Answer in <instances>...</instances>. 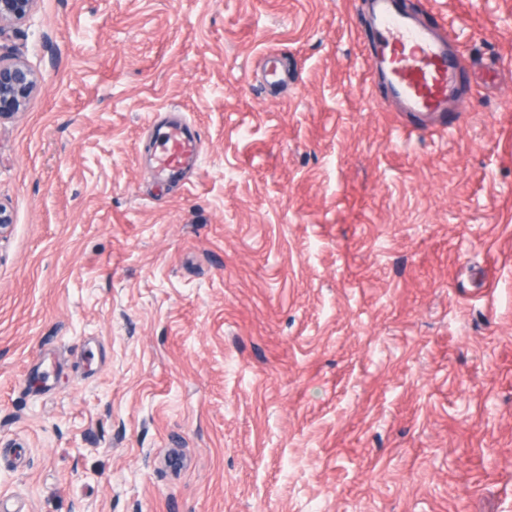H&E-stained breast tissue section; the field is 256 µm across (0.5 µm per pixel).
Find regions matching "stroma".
Returning a JSON list of instances; mask_svg holds the SVG:
<instances>
[{
  "mask_svg": "<svg viewBox=\"0 0 512 512\" xmlns=\"http://www.w3.org/2000/svg\"><path fill=\"white\" fill-rule=\"evenodd\" d=\"M469 65L398 111L363 0H37L0 59V500L512 512V0H402ZM277 55L283 83L256 63ZM202 141L155 190V115ZM36 83V73L26 64L0 62V116L23 111Z\"/></svg>",
  "mask_w": 512,
  "mask_h": 512,
  "instance_id": "35a3bbf8",
  "label": "stroma"
}]
</instances>
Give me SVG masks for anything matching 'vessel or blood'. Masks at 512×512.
<instances>
[{"mask_svg": "<svg viewBox=\"0 0 512 512\" xmlns=\"http://www.w3.org/2000/svg\"><path fill=\"white\" fill-rule=\"evenodd\" d=\"M375 31L370 60L407 112L445 111L449 93L468 65L448 50L450 30L435 32L402 11L397 0H365ZM150 163L162 184L179 180L201 159L202 144L190 123L172 119L152 127Z\"/></svg>", "mask_w": 512, "mask_h": 512, "instance_id": "obj_1", "label": "vessel or blood"}]
</instances>
